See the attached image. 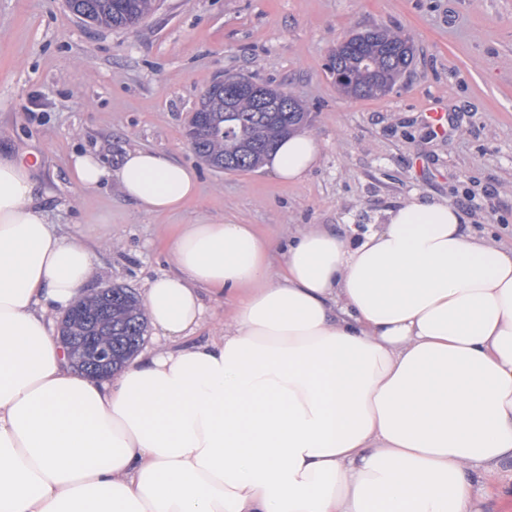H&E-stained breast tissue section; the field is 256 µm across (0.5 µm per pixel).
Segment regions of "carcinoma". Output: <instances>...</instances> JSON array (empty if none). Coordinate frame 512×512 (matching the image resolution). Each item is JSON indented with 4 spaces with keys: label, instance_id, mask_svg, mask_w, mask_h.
<instances>
[{
    "label": "carcinoma",
    "instance_id": "carcinoma-1",
    "mask_svg": "<svg viewBox=\"0 0 512 512\" xmlns=\"http://www.w3.org/2000/svg\"><path fill=\"white\" fill-rule=\"evenodd\" d=\"M156 0H66L82 22L127 28L144 20ZM414 49L403 35L370 27L351 34L336 46L331 69L345 78V93L372 98L389 93L413 63ZM243 75L226 76L211 85L193 113L188 130L201 127L196 153L220 171H248L259 167L286 136L311 122L305 104L291 112H264L254 96L238 95L227 109L226 93L235 90ZM146 318L131 290L112 287V317L102 321L100 335L112 337V372L119 371L144 341Z\"/></svg>",
    "mask_w": 512,
    "mask_h": 512
}]
</instances>
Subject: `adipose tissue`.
Returning a JSON list of instances; mask_svg holds the SVG:
<instances>
[{"label":"adipose tissue","mask_w":512,"mask_h":512,"mask_svg":"<svg viewBox=\"0 0 512 512\" xmlns=\"http://www.w3.org/2000/svg\"><path fill=\"white\" fill-rule=\"evenodd\" d=\"M319 155L297 133L265 167L297 181ZM33 170L0 156V512H481L477 477L512 463V247L422 199L301 232L276 268L252 225L187 224L143 293L163 346L93 379L49 314L96 253L56 233ZM73 176L147 215L197 193L158 150ZM205 290L233 316L195 342Z\"/></svg>","instance_id":"1"}]
</instances>
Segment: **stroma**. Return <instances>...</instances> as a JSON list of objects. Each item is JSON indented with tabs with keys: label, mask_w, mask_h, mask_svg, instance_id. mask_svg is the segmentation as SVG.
<instances>
[{
	"label": "stroma",
	"mask_w": 512,
	"mask_h": 512,
	"mask_svg": "<svg viewBox=\"0 0 512 512\" xmlns=\"http://www.w3.org/2000/svg\"><path fill=\"white\" fill-rule=\"evenodd\" d=\"M373 26L409 38L414 61L387 95L346 96L331 52ZM236 73L308 106L320 157L300 181L219 171L189 146L202 92ZM433 107L447 112L446 133L428 125ZM133 147L192 165L197 197L150 216L116 184L75 182L73 154L115 166ZM0 154L33 161L49 220L95 248L92 290L142 293L171 271L167 243L181 224H252L278 252L317 224L383 223L416 197L448 202L473 234L511 247L512 0H159L116 30L86 26L64 0H0ZM476 493L485 512H505L512 468L483 476Z\"/></svg>",
	"instance_id": "1"
}]
</instances>
